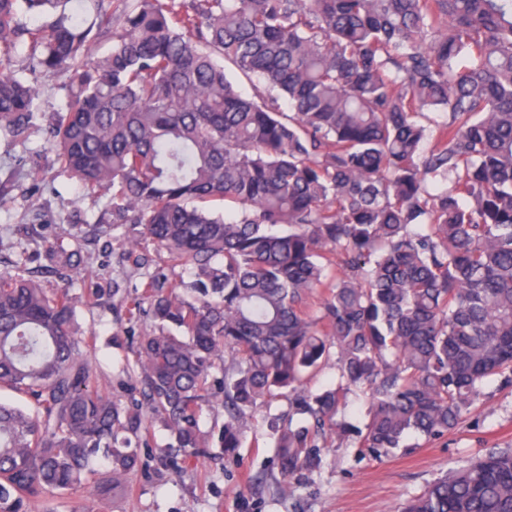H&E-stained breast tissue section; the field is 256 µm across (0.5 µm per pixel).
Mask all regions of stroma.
<instances>
[{"instance_id": "35a3bbf8", "label": "stroma", "mask_w": 512, "mask_h": 512, "mask_svg": "<svg viewBox=\"0 0 512 512\" xmlns=\"http://www.w3.org/2000/svg\"><path fill=\"white\" fill-rule=\"evenodd\" d=\"M55 186V192L32 196L21 184L0 197V226L11 225L12 243L34 251L58 225L109 221L106 198L87 196L63 177L56 179ZM80 319L98 334L99 382L114 389L128 351L110 347L107 341L127 327V315L103 307L85 308ZM168 443L166 431L151 434L144 451L148 466L131 477V492L125 497L114 500L78 490L42 501L35 512H398L410 497L448 471L491 450L512 448V388L494 392L448 438L429 442L409 435L405 453L362 460L352 445L330 448L322 469L291 483L284 495L272 483L256 491L251 488L253 475L273 469L264 413L253 418L238 457L206 459L192 475L169 470L160 480L155 470Z\"/></svg>"}]
</instances>
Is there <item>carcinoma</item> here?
Listing matches in <instances>:
<instances>
[{"mask_svg":"<svg viewBox=\"0 0 512 512\" xmlns=\"http://www.w3.org/2000/svg\"><path fill=\"white\" fill-rule=\"evenodd\" d=\"M83 2L0 0V134L42 132L57 176L109 198L110 223L45 242L50 267L104 237L136 282L51 288L15 245L0 391L26 405L0 399V512L128 495L156 425L175 449L162 466L189 475L209 448L238 455L285 399L266 426L278 474L299 481L338 440L381 457L512 387V0H96L95 16ZM20 45L30 73L71 88L44 125L40 86L3 62ZM23 178L41 187L14 163ZM106 294L150 322L109 339L131 353L120 394L99 387L77 322ZM332 363L337 381L311 390ZM355 389L362 428L343 415ZM215 403L223 423L205 430ZM401 512H512V448Z\"/></svg>","mask_w":512,"mask_h":512,"instance_id":"obj_1","label":"carcinoma"}]
</instances>
